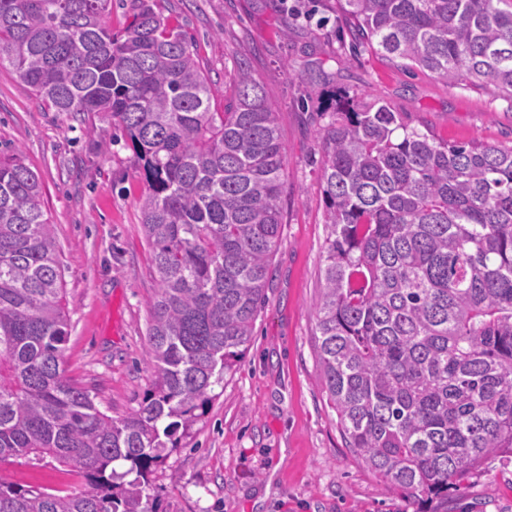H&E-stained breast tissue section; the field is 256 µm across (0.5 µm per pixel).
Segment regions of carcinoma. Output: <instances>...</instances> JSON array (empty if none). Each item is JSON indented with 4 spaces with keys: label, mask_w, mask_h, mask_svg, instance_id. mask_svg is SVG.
Returning a JSON list of instances; mask_svg holds the SVG:
<instances>
[{
    "label": "carcinoma",
    "mask_w": 512,
    "mask_h": 512,
    "mask_svg": "<svg viewBox=\"0 0 512 512\" xmlns=\"http://www.w3.org/2000/svg\"><path fill=\"white\" fill-rule=\"evenodd\" d=\"M349 27L405 66L512 99V10L500 0H336ZM112 0H0V66L68 116L124 131L146 191L158 288L153 386L112 418L63 368L68 315L39 176L0 158V465L79 471L65 495L0 476V512H153L152 468L206 412L243 354L283 215L276 112L247 63L224 111L187 33L148 0L114 32ZM323 390L348 447L421 508L490 459L512 461V146L448 145L378 100L336 98L321 132Z\"/></svg>",
    "instance_id": "cac0c4a2"
}]
</instances>
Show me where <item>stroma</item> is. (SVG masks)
<instances>
[{
	"mask_svg": "<svg viewBox=\"0 0 512 512\" xmlns=\"http://www.w3.org/2000/svg\"><path fill=\"white\" fill-rule=\"evenodd\" d=\"M191 36L223 110L247 62L277 114L285 149L281 240L247 351L179 447L149 476L154 512H415L348 448L327 404L314 303L328 227L320 131L330 100H381L418 130L457 144H512V99L494 84L450 85L369 47L351 49L336 0H149ZM37 172L56 239L69 312L64 368L108 416L141 406L154 373L145 357L157 288L141 224L144 183L121 131L101 112L48 109L0 66V153ZM0 475L65 494L84 487L51 461L12 459ZM448 512H512V464L474 473Z\"/></svg>",
	"mask_w": 512,
	"mask_h": 512,
	"instance_id": "obj_1",
	"label": "stroma"
}]
</instances>
